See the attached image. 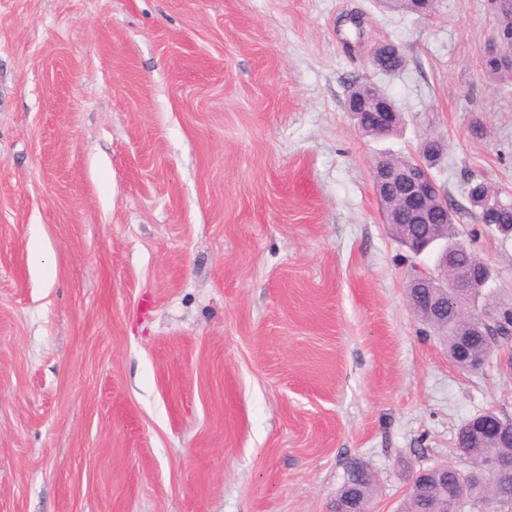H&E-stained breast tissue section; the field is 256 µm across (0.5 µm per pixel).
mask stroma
Returning <instances> with one entry per match:
<instances>
[{
  "label": "stroma",
  "instance_id": "stroma-1",
  "mask_svg": "<svg viewBox=\"0 0 512 512\" xmlns=\"http://www.w3.org/2000/svg\"><path fill=\"white\" fill-rule=\"evenodd\" d=\"M490 33L485 0H0V512H325L353 458L402 512L464 422L512 417V377L411 313L434 260L370 175L437 134L453 200L512 190ZM366 79L397 134L347 112ZM462 231L512 306V238ZM400 55V46L386 40L378 42L372 47L368 61L376 71L385 72L390 68H396ZM429 326L446 340V343L448 344V356L454 360L456 356V339L459 334L470 331V325L465 322H450L448 323V329L442 325ZM468 339L469 338L465 336L458 340L457 356L461 358L465 369L480 367L482 365L480 360H474L470 357V352L468 351Z\"/></svg>",
  "mask_w": 512,
  "mask_h": 512
}]
</instances>
